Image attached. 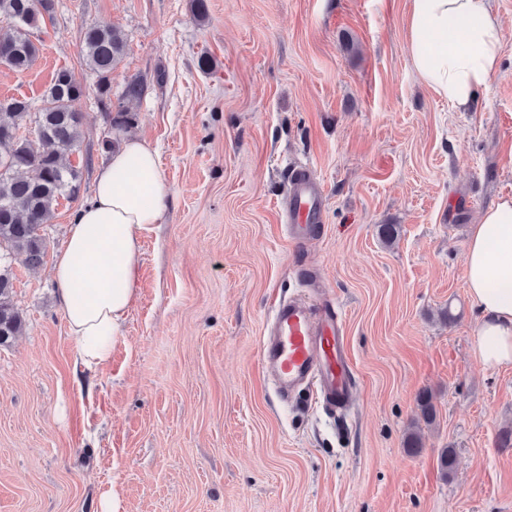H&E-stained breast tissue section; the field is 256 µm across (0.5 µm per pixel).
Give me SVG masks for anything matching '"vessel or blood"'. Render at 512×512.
Wrapping results in <instances>:
<instances>
[{"label":"vessel or blood","mask_w":512,"mask_h":512,"mask_svg":"<svg viewBox=\"0 0 512 512\" xmlns=\"http://www.w3.org/2000/svg\"><path fill=\"white\" fill-rule=\"evenodd\" d=\"M288 238L303 247L311 227L323 219L325 196L309 164L290 168L284 194ZM262 361L282 387L319 382L323 401L343 408L350 390L351 368L335 310L314 311L304 299L275 302L271 328L262 342Z\"/></svg>","instance_id":"1"}]
</instances>
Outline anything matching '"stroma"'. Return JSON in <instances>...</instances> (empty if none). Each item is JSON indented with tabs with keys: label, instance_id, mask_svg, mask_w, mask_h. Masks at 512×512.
Instances as JSON below:
<instances>
[{
	"label": "stroma",
	"instance_id": "obj_1",
	"mask_svg": "<svg viewBox=\"0 0 512 512\" xmlns=\"http://www.w3.org/2000/svg\"><path fill=\"white\" fill-rule=\"evenodd\" d=\"M205 3L201 20L191 0H55L35 65H0L2 100L39 103L62 67L91 87L82 31L119 27L112 95L144 87L120 136L157 150L168 187L122 336L87 371L52 277L108 159L103 110L83 99L81 195L47 226L48 260L14 264L25 326L0 348V512H101L107 495L120 512H512V367L475 352L465 266L470 225L512 197V0H492L501 66L469 112L416 74L408 0ZM304 162L326 206L299 251L279 202ZM301 269L343 318L355 396L341 415L310 387L281 398L262 367Z\"/></svg>",
	"mask_w": 512,
	"mask_h": 512
}]
</instances>
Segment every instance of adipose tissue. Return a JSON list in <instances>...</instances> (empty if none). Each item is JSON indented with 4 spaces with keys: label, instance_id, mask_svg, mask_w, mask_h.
Segmentation results:
<instances>
[{
    "label": "adipose tissue",
    "instance_id": "1",
    "mask_svg": "<svg viewBox=\"0 0 512 512\" xmlns=\"http://www.w3.org/2000/svg\"><path fill=\"white\" fill-rule=\"evenodd\" d=\"M407 51L421 82L458 111L476 103L500 69L502 30L490 0H408ZM168 189L156 151L127 139L99 170L93 202L68 226L52 276L78 360L103 366L137 295L141 241L158 224ZM469 296L479 311L476 348L486 367L512 366V198L472 225Z\"/></svg>",
    "mask_w": 512,
    "mask_h": 512
}]
</instances>
